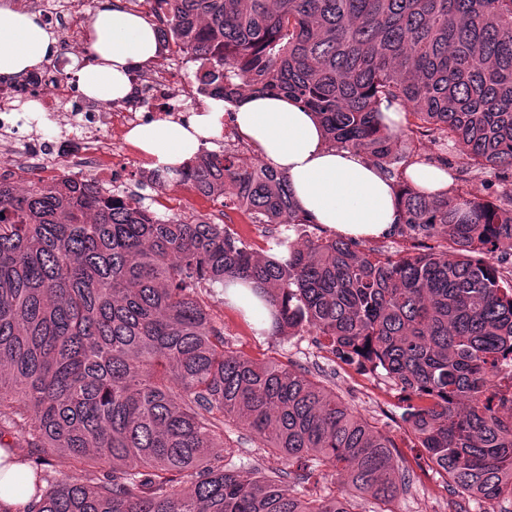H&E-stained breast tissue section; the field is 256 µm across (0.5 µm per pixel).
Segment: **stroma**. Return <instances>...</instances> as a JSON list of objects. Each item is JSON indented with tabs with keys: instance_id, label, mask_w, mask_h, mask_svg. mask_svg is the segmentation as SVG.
<instances>
[{
	"instance_id": "stroma-1",
	"label": "stroma",
	"mask_w": 512,
	"mask_h": 512,
	"mask_svg": "<svg viewBox=\"0 0 512 512\" xmlns=\"http://www.w3.org/2000/svg\"><path fill=\"white\" fill-rule=\"evenodd\" d=\"M176 194L183 201L178 217L223 213L225 224L255 248H266L270 236L276 232L274 225L252 223L247 214L224 208L221 201L183 188L177 189ZM217 312L224 319V341L228 346L257 360L281 362L312 373L392 439L399 470L410 481L407 493L393 503L394 512H486L490 508L480 499L455 490L432 467L423 449L415 446L402 419L404 408L399 388L384 370L362 371L341 362L320 337L305 332L274 336L257 331L233 307L221 306Z\"/></svg>"
}]
</instances>
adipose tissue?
Returning <instances> with one entry per match:
<instances>
[{"instance_id": "1", "label": "adipose tissue", "mask_w": 512, "mask_h": 512, "mask_svg": "<svg viewBox=\"0 0 512 512\" xmlns=\"http://www.w3.org/2000/svg\"><path fill=\"white\" fill-rule=\"evenodd\" d=\"M155 27L126 11L121 0H101L89 22L94 62L76 72L81 90L99 101L123 99L129 75L160 51ZM58 37L41 13L0 0V75H20L54 58ZM232 115L238 133L269 165L284 173L304 216L336 235L371 240L393 233L401 215L394 180L365 156L329 147L314 114L280 96H249L233 107L210 100L187 122L152 120L126 138L153 167H178L211 146Z\"/></svg>"}]
</instances>
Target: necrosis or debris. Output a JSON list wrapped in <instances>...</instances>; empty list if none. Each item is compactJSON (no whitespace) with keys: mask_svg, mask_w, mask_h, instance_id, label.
Wrapping results in <instances>:
<instances>
[{"mask_svg":"<svg viewBox=\"0 0 512 512\" xmlns=\"http://www.w3.org/2000/svg\"><path fill=\"white\" fill-rule=\"evenodd\" d=\"M16 9L40 10L57 31L63 50H78L87 37L89 0H13ZM132 92L114 102L83 97L59 62L20 80H0V175L49 182L95 177L123 188L142 160L123 135L145 118L184 121L189 110L176 69L157 59L132 71Z\"/></svg>","mask_w":512,"mask_h":512,"instance_id":"obj_1","label":"necrosis or debris"}]
</instances>
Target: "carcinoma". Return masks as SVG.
Returning a JSON list of instances; mask_svg holds the SVG:
<instances>
[{
    "label": "carcinoma",
    "mask_w": 512,
    "mask_h": 512,
    "mask_svg": "<svg viewBox=\"0 0 512 512\" xmlns=\"http://www.w3.org/2000/svg\"><path fill=\"white\" fill-rule=\"evenodd\" d=\"M162 2L199 92L313 112L331 146L395 179L409 246L384 257L307 233L286 176L228 151L150 180L303 239L262 254L226 224L162 218L92 181L0 177V438L65 454L75 471L36 473L16 512H354L346 495L285 486L320 468L393 512L408 482L389 437L309 372L224 345L216 307L235 282L252 284L274 334L306 331L345 363L384 369L417 447L459 490L491 505L512 493V395L495 381L512 355V270L485 260L512 255V0ZM395 104L398 130L381 122ZM424 137L459 151L461 170L494 173L499 198L412 187ZM231 424L281 467L222 452Z\"/></svg>",
    "instance_id": "1"
}]
</instances>
